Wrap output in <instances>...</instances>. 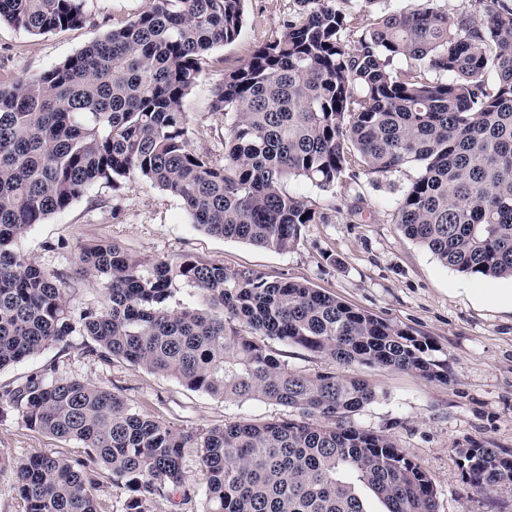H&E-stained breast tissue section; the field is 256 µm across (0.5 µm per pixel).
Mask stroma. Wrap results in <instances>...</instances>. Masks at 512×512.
<instances>
[{
    "mask_svg": "<svg viewBox=\"0 0 512 512\" xmlns=\"http://www.w3.org/2000/svg\"><path fill=\"white\" fill-rule=\"evenodd\" d=\"M147 5L148 0H85L81 27L38 36L0 23V77L24 78L50 69ZM302 9L300 0H245L239 36L213 50L185 100L189 135L198 151L223 161L224 116L211 109L214 86ZM417 174L412 166L376 179L362 173L333 193L301 179L286 181L288 193L317 209L327 208L338 194L349 203L361 198L364 207L357 221L335 212L328 223L306 225L287 251L210 235L192 224L176 197L144 180L116 190L104 182L93 185L69 208L33 225L22 248L41 267L62 276L77 311L101 305L105 295L102 284L79 274L77 253L84 245L111 241L142 257L176 263L191 256L229 269L248 268L270 280L306 281L428 338L447 364V379L428 380L379 366H331L295 345L274 340L270 346L297 371L315 374L330 368L367 380L376 397L352 415L353 424L388 436L426 470L436 490L437 512H512V486L477 494L457 454L477 444L512 452V278L460 273L402 232L394 221L396 202ZM92 345L89 337L76 333L0 370V392L52 364L56 378L116 392L133 412L178 429L293 415L292 409L268 401L230 402L122 360H103ZM76 449V443L28 429L17 408L0 399L1 452L24 459L40 451L69 454Z\"/></svg>",
    "mask_w": 512,
    "mask_h": 512,
    "instance_id": "35a3bbf8",
    "label": "stroma"
}]
</instances>
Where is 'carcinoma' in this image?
Listing matches in <instances>:
<instances>
[{
	"instance_id": "obj_1",
	"label": "carcinoma",
	"mask_w": 512,
	"mask_h": 512,
	"mask_svg": "<svg viewBox=\"0 0 512 512\" xmlns=\"http://www.w3.org/2000/svg\"><path fill=\"white\" fill-rule=\"evenodd\" d=\"M245 0H149L145 10L38 75L0 83V369L73 333L105 359L226 400L262 399L296 419L182 431L130 410L99 386L34 373L0 393L24 425L75 441L83 454L13 461L18 512H101V476L124 490L123 512L194 502L183 458L198 451L199 512H436L428 473L387 436L349 417L373 401L364 379L302 374L264 338L328 363L375 365L443 379L435 346L308 283L185 258L144 259L109 242L80 249L83 276L105 301L73 315L60 276L20 241L99 181L143 178L178 198L204 231L286 251L329 215L283 191L301 178L323 191L357 176L417 165L396 222L444 265L512 278V0H475L485 14L421 7L359 27L335 0L288 17L211 107L228 119L224 162L190 141L184 101L208 53L239 36ZM32 35L82 25L84 0H0V22ZM415 65L403 68L401 60ZM437 77H431V74ZM182 282L209 309L168 306ZM484 495L512 484L501 448H460ZM181 493L180 501L173 494Z\"/></svg>"
}]
</instances>
